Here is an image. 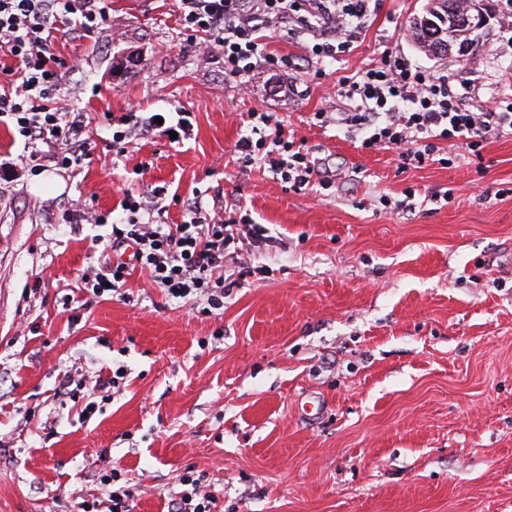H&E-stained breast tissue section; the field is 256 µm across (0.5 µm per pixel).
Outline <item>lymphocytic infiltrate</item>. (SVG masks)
I'll use <instances>...</instances> for the list:
<instances>
[{
	"mask_svg": "<svg viewBox=\"0 0 512 512\" xmlns=\"http://www.w3.org/2000/svg\"><path fill=\"white\" fill-rule=\"evenodd\" d=\"M184 30L198 35L194 50L202 59L221 58L225 76L247 90L258 70L287 66L286 57L268 50L266 33L287 24L291 38L307 42L315 62L337 59L349 50L364 27L372 0H179ZM110 18L108 0H0V119L10 123L24 140L31 171L69 170L92 154L82 115H69L57 105L64 75L78 65L56 55L52 46L61 36L90 37ZM341 90L350 102L346 112L314 113L317 126H347L360 134L365 149L397 150L400 168L432 160L441 140L465 139L479 153L489 136L512 130V98L495 108L476 100L470 86L413 64L405 56L386 53L378 65L342 77ZM251 133L236 144L245 166L267 168L293 191L309 186L332 189L307 154L296 147L280 122L267 112L250 114ZM188 115L169 112L143 115L128 112L112 120L111 146L124 155L134 135L154 134L189 139ZM162 188L151 194L125 192L120 202L123 221L111 224L110 213L78 203L67 208L72 226L110 225L111 254L80 277L81 288L95 298L119 295L133 269L174 299L206 296V312L224 309V258L242 235L262 236V225L242 211L227 215L210 207L203 191L183 206L182 221H161ZM106 500H82L78 512H130V486L121 484L114 468L100 471ZM182 491L171 498L168 512H215L217 499L203 491V479L185 473Z\"/></svg>",
	"mask_w": 512,
	"mask_h": 512,
	"instance_id": "obj_1",
	"label": "lymphocytic infiltrate"
}]
</instances>
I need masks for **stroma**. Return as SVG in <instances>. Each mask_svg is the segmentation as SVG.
Instances as JSON below:
<instances>
[{
  "mask_svg": "<svg viewBox=\"0 0 512 512\" xmlns=\"http://www.w3.org/2000/svg\"><path fill=\"white\" fill-rule=\"evenodd\" d=\"M425 3L378 0L353 48L319 69L277 26L269 49L291 64L252 76L245 97L222 63L192 52L177 0H112L103 29L58 40V55L84 60L80 100L67 76L58 104L90 114L96 147L39 194L0 124V153L22 173H0V512H72L103 496V449L133 488L131 512H167L190 470L206 473L221 512H512V133L477 156L440 142V161L401 171L393 151L311 121L349 111L339 77L391 50L481 100L512 91L501 0L466 51L440 57L407 35ZM134 109L191 112L193 135L113 156L107 119ZM254 110L304 139L329 194L243 165L235 144ZM157 186L166 223L206 189L266 227L226 257L222 315L137 270L124 298L84 305L78 277L109 229L71 232L65 202L117 217L125 192ZM119 367V392L94 415L58 391L61 375L91 385Z\"/></svg>",
  "mask_w": 512,
  "mask_h": 512,
  "instance_id": "35a3bbf8",
  "label": "stroma"
}]
</instances>
